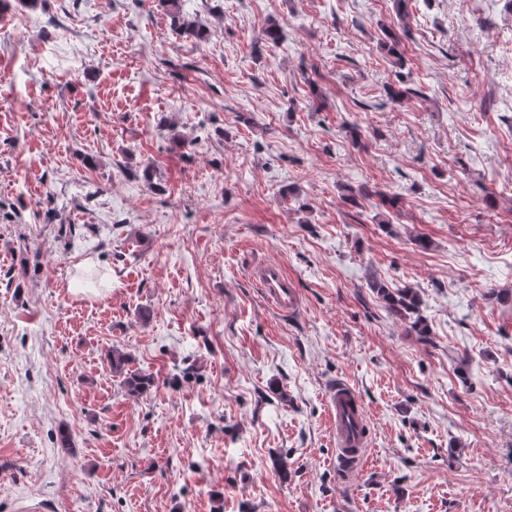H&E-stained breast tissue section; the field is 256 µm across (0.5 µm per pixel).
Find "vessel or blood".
<instances>
[{"instance_id":"vessel-or-blood-1","label":"vessel or blood","mask_w":512,"mask_h":512,"mask_svg":"<svg viewBox=\"0 0 512 512\" xmlns=\"http://www.w3.org/2000/svg\"><path fill=\"white\" fill-rule=\"evenodd\" d=\"M253 278L274 309L283 313L297 310V294L279 263H264L254 271ZM327 407L330 434L336 447V470L347 478L365 464L370 446L367 411L356 389L345 381L331 388Z\"/></svg>"}]
</instances>
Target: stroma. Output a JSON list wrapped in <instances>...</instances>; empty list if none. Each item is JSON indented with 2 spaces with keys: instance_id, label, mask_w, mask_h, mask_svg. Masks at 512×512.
<instances>
[{
  "instance_id": "1",
  "label": "stroma",
  "mask_w": 512,
  "mask_h": 512,
  "mask_svg": "<svg viewBox=\"0 0 512 512\" xmlns=\"http://www.w3.org/2000/svg\"><path fill=\"white\" fill-rule=\"evenodd\" d=\"M406 11L0 7V512H512V5ZM372 278L415 288L428 339ZM339 380L369 414L351 481ZM253 278L267 303L274 309L283 313L297 310V294L279 263H264L253 272ZM108 359L113 376L122 377L120 383L129 397L139 399L149 392L154 379L148 374L130 370L128 367L131 362L130 354L115 349L108 355ZM327 407L336 471L347 480L364 466L371 446L367 411L356 389L346 381L331 388Z\"/></svg>"
}]
</instances>
